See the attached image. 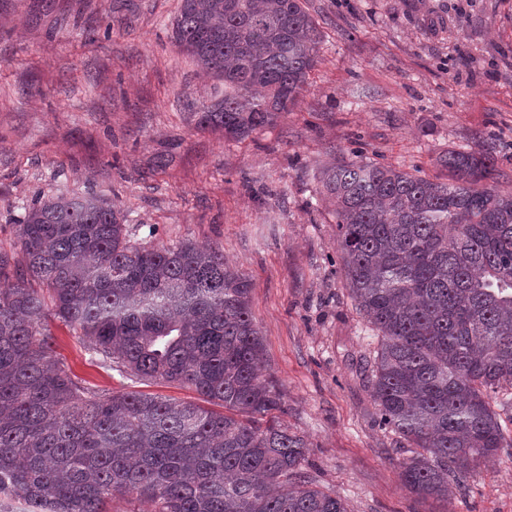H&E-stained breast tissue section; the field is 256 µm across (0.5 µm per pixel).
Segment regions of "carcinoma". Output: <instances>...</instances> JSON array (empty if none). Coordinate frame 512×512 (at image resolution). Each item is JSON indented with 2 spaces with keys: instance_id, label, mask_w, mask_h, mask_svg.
Segmentation results:
<instances>
[{
  "instance_id": "obj_1",
  "label": "carcinoma",
  "mask_w": 512,
  "mask_h": 512,
  "mask_svg": "<svg viewBox=\"0 0 512 512\" xmlns=\"http://www.w3.org/2000/svg\"><path fill=\"white\" fill-rule=\"evenodd\" d=\"M173 39L224 91L196 125L244 140L291 112L316 64L305 0H181ZM448 182L357 159L324 168L351 297L377 346L380 424L413 447L417 497L448 498L504 447L492 402L512 405V191L492 152L451 151ZM93 195L42 193L0 251V494L33 512H105L119 494L153 512H350L309 485L307 444L262 377L251 282L215 248L131 243ZM108 367L187 385L217 413L141 392L101 395L54 359L48 314Z\"/></svg>"
}]
</instances>
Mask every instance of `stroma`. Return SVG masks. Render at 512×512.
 <instances>
[{
  "label": "stroma",
  "mask_w": 512,
  "mask_h": 512,
  "mask_svg": "<svg viewBox=\"0 0 512 512\" xmlns=\"http://www.w3.org/2000/svg\"><path fill=\"white\" fill-rule=\"evenodd\" d=\"M180 0H0V251L38 192L93 194L134 242L217 247L250 280L282 422L303 471L350 512H512V453L449 477L448 500L401 479L410 444L370 389L374 333L337 250L323 166L361 153L444 182L440 159L493 151L512 188V0H307L318 57L294 111L242 141L198 130L220 83L171 39ZM165 166H158V157ZM55 355L85 385L186 401L197 393L102 365L48 318Z\"/></svg>",
  "instance_id": "35a3bbf8"
}]
</instances>
